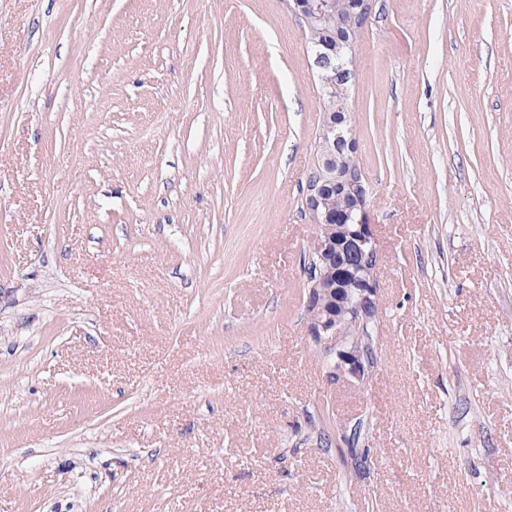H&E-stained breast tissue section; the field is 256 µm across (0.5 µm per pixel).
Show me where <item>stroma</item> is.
Listing matches in <instances>:
<instances>
[{"mask_svg":"<svg viewBox=\"0 0 512 512\" xmlns=\"http://www.w3.org/2000/svg\"><path fill=\"white\" fill-rule=\"evenodd\" d=\"M354 65L361 386L305 336L286 0H0V512H512V0H375Z\"/></svg>","mask_w":512,"mask_h":512,"instance_id":"1","label":"stroma"}]
</instances>
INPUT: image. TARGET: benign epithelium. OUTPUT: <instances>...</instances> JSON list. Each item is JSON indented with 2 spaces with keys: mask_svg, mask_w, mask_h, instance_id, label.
I'll return each mask as SVG.
<instances>
[{
  "mask_svg": "<svg viewBox=\"0 0 512 512\" xmlns=\"http://www.w3.org/2000/svg\"><path fill=\"white\" fill-rule=\"evenodd\" d=\"M327 0H288V10L308 27L327 18ZM357 37L351 24L336 23L333 37L312 48V61L318 80L326 87L353 85L356 70L353 50ZM346 102L323 113L315 157L307 177L303 207L318 232L305 265L306 286L303 308L311 315L306 321V336L325 359V378L329 384L340 381L364 384L372 374L356 337L363 335L371 316L372 304L379 303L377 288L378 248L370 224L365 182L343 168V159L357 153L358 145L348 123ZM339 186L350 194L352 204L337 218L329 213L326 189ZM342 252L359 273L358 298L342 307L338 315L322 316L326 284L333 274L336 252Z\"/></svg>",
  "mask_w": 512,
  "mask_h": 512,
  "instance_id": "1",
  "label": "benign epithelium"
}]
</instances>
